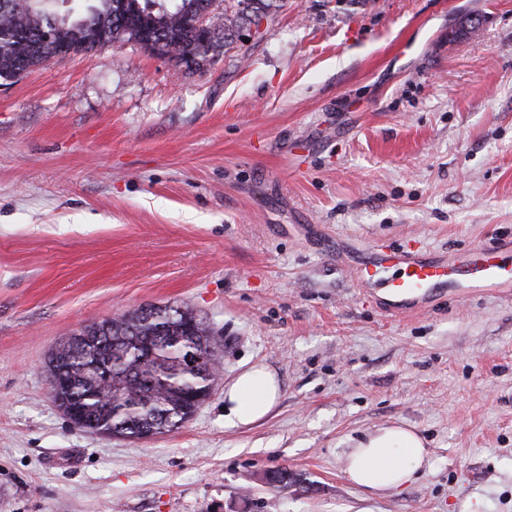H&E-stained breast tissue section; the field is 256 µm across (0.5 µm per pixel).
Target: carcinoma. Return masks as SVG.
Wrapping results in <instances>:
<instances>
[{"mask_svg": "<svg viewBox=\"0 0 512 512\" xmlns=\"http://www.w3.org/2000/svg\"><path fill=\"white\" fill-rule=\"evenodd\" d=\"M280 0H232L224 2V22L212 23L210 32L198 33L191 14L198 0H174L152 14L135 9L156 0H90L89 26L104 21L101 33L112 41L130 40L144 29L165 40L168 53L177 58L191 53L205 62L235 41L238 31L262 15L269 17ZM26 0H0V78L20 76L50 61L57 39L45 35L54 30L56 14L49 3H36L35 12ZM81 33L71 37L72 54L94 51L82 35L84 25H68ZM96 345L67 338L56 345L67 360L74 384L63 394L81 418L96 432L129 440L180 428L189 419L187 409L200 393H210L221 368L218 344L207 322L185 307L149 305L96 324ZM154 349L145 358L147 346ZM200 353L206 361L198 366L189 357Z\"/></svg>", "mask_w": 512, "mask_h": 512, "instance_id": "carcinoma-1", "label": "carcinoma"}]
</instances>
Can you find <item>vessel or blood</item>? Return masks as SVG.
Masks as SVG:
<instances>
[{
	"label": "vessel or blood",
	"instance_id": "1",
	"mask_svg": "<svg viewBox=\"0 0 512 512\" xmlns=\"http://www.w3.org/2000/svg\"><path fill=\"white\" fill-rule=\"evenodd\" d=\"M359 290L376 294L382 313L399 316L422 309L438 291L462 296L512 289V242L480 245L456 258L377 246L351 266Z\"/></svg>",
	"mask_w": 512,
	"mask_h": 512
}]
</instances>
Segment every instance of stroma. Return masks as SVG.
I'll use <instances>...</instances> for the list:
<instances>
[{"label": "stroma", "instance_id": "stroma-1", "mask_svg": "<svg viewBox=\"0 0 512 512\" xmlns=\"http://www.w3.org/2000/svg\"><path fill=\"white\" fill-rule=\"evenodd\" d=\"M240 35L0 79V512H512V295L392 318L348 269L512 239V0H283ZM146 304L213 327L210 397L139 441L73 427L49 352ZM259 362L276 408L226 425ZM391 424L428 457L375 496L345 452Z\"/></svg>", "mask_w": 512, "mask_h": 512}]
</instances>
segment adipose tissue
I'll return each instance as SVG.
<instances>
[{"instance_id":"obj_1","label":"adipose tissue","mask_w":512,"mask_h":512,"mask_svg":"<svg viewBox=\"0 0 512 512\" xmlns=\"http://www.w3.org/2000/svg\"><path fill=\"white\" fill-rule=\"evenodd\" d=\"M280 383L266 367L253 365L224 389V420L241 427L255 424L275 408ZM427 458L422 437L412 428H377L356 440L345 453L344 473L372 494L396 492L413 483Z\"/></svg>"}]
</instances>
